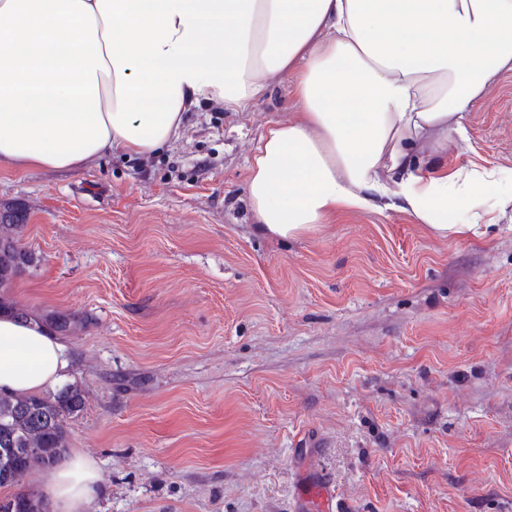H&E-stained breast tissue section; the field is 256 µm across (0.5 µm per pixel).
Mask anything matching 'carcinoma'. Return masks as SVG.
Returning a JSON list of instances; mask_svg holds the SVG:
<instances>
[{"mask_svg":"<svg viewBox=\"0 0 512 512\" xmlns=\"http://www.w3.org/2000/svg\"><path fill=\"white\" fill-rule=\"evenodd\" d=\"M24 215L14 205L0 207V288L17 273L38 262L35 253L19 243ZM74 319L50 314L42 324L64 335ZM84 407L82 388L67 384L55 393L0 395V512H47L43 496L16 491L20 478L34 468H50L67 452L66 419Z\"/></svg>","mask_w":512,"mask_h":512,"instance_id":"carcinoma-1","label":"carcinoma"}]
</instances>
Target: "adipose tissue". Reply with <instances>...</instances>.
<instances>
[{
  "instance_id": "adipose-tissue-1",
  "label": "adipose tissue",
  "mask_w": 512,
  "mask_h": 512,
  "mask_svg": "<svg viewBox=\"0 0 512 512\" xmlns=\"http://www.w3.org/2000/svg\"><path fill=\"white\" fill-rule=\"evenodd\" d=\"M512 72V0H0V162L71 171L177 139L184 112H240L289 77L296 119L268 128L246 196L286 240L336 214L394 210L439 237L480 235L512 204L499 168H452L468 114ZM66 346L0 315V390L63 381ZM95 463L49 473L55 512H84Z\"/></svg>"
}]
</instances>
